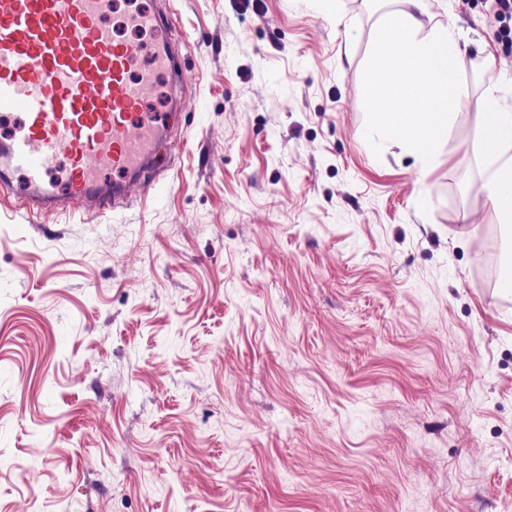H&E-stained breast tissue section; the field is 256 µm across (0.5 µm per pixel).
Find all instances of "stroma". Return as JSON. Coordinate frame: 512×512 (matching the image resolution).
<instances>
[{"label":"stroma","instance_id":"35a3bbf8","mask_svg":"<svg viewBox=\"0 0 512 512\" xmlns=\"http://www.w3.org/2000/svg\"><path fill=\"white\" fill-rule=\"evenodd\" d=\"M181 46L173 171L91 216L0 192V512H512V222L488 76L448 101L402 0H144ZM512 78L484 0H426Z\"/></svg>","mask_w":512,"mask_h":512}]
</instances>
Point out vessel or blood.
I'll return each mask as SVG.
<instances>
[{"mask_svg":"<svg viewBox=\"0 0 512 512\" xmlns=\"http://www.w3.org/2000/svg\"><path fill=\"white\" fill-rule=\"evenodd\" d=\"M112 0H0V112L20 114L0 140V185L22 174L18 197L29 209L103 212L145 176L166 116L144 103L180 54L168 12L128 14V26L157 40L115 39L106 24ZM65 163V192L50 179ZM112 173L111 183L100 180Z\"/></svg>","mask_w":512,"mask_h":512,"instance_id":"b4317fda","label":"vessel or blood"}]
</instances>
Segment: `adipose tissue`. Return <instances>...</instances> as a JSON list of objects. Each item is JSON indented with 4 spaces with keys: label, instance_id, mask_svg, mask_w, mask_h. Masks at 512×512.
Returning <instances> with one entry per match:
<instances>
[{
    "label": "adipose tissue",
    "instance_id": "ef3b65f1",
    "mask_svg": "<svg viewBox=\"0 0 512 512\" xmlns=\"http://www.w3.org/2000/svg\"><path fill=\"white\" fill-rule=\"evenodd\" d=\"M409 10L391 29V43L397 53L411 56L416 62L436 70L448 92L451 106L461 105L467 89L456 77L459 67L467 58V51L460 43L454 28L448 27L431 37L419 38L420 22L412 12L420 0H406ZM504 86L493 80L480 116L486 140L500 146L512 142V108L504 103Z\"/></svg>",
    "mask_w": 512,
    "mask_h": 512
}]
</instances>
